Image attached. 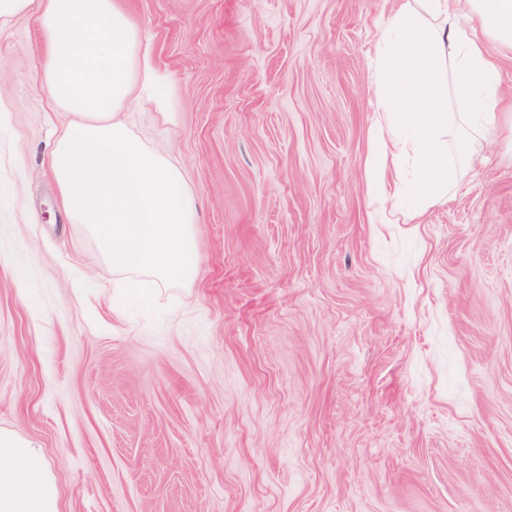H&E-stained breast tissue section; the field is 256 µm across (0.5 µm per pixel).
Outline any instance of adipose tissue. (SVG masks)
I'll return each instance as SVG.
<instances>
[{
  "label": "adipose tissue",
  "instance_id": "ef3b65f1",
  "mask_svg": "<svg viewBox=\"0 0 512 512\" xmlns=\"http://www.w3.org/2000/svg\"><path fill=\"white\" fill-rule=\"evenodd\" d=\"M392 0L376 46L374 183L383 203L399 207L413 184L411 214L444 195L456 161L482 158L471 140L455 139L462 120L473 131L510 115L499 62L488 43L512 51V0ZM33 16L48 49L43 76L55 107L71 112L50 155L62 205L83 224L114 271L155 282L188 283L198 272L195 200L167 157L145 147L116 120L143 88L165 87L141 47L145 30L118 0H0V22ZM0 512H59L43 451L0 430Z\"/></svg>",
  "mask_w": 512,
  "mask_h": 512
}]
</instances>
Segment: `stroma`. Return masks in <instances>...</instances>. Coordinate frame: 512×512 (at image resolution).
<instances>
[{"instance_id":"obj_1","label":"stroma","mask_w":512,"mask_h":512,"mask_svg":"<svg viewBox=\"0 0 512 512\" xmlns=\"http://www.w3.org/2000/svg\"><path fill=\"white\" fill-rule=\"evenodd\" d=\"M167 97L124 115L197 206L198 274L94 259L0 23V428L60 512H512V141L419 221L372 190L387 0H120Z\"/></svg>"}]
</instances>
